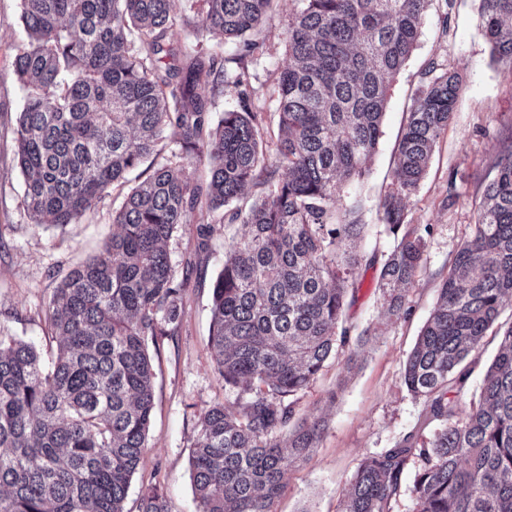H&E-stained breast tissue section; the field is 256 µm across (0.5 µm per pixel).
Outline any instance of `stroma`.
<instances>
[{"label": "stroma", "mask_w": 512, "mask_h": 512, "mask_svg": "<svg viewBox=\"0 0 512 512\" xmlns=\"http://www.w3.org/2000/svg\"><path fill=\"white\" fill-rule=\"evenodd\" d=\"M296 0H274L257 35L256 60L238 64L239 48L221 36L181 32L183 46L203 44L217 54L230 74H242L251 98L263 110V146L273 154L278 134L276 78L288 62L284 32ZM27 42L20 0H0V332L33 343L51 363L58 340L47 318L49 300L61 277L98 255L111 237L112 202L103 200L95 215L65 230L36 226L24 205V176L15 161L16 118L27 90L13 76V63ZM458 71L463 79L453 118L438 139L429 170L404 200L412 226L429 227L424 260L406 291V312L385 315L378 288L380 266L371 256L388 254L393 236L379 221L378 205L393 180L394 147L401 136L422 72L428 61ZM512 142V74L492 60L480 19V0L433 4L416 49L391 84L383 136L368 175L351 188L367 225L352 246L365 263L361 286L347 318L353 330L348 345L331 354L307 388L294 396L297 418L321 421L324 431L304 463L291 467L272 504V512H338L340 501L362 457L393 447L414 433L430 437L423 401L404 384V367L428 320L455 251L472 235L476 210L493 179L497 156ZM223 226L209 241L204 277L190 275L182 321L174 334L150 346L154 411L147 448L124 503L138 512L142 486L159 484L169 512H198L190 457L200 420L215 403L240 401L224 385L209 349L210 282L224 266ZM489 329L470 357L471 375L458 399L462 409L476 402L485 371L498 350Z\"/></svg>", "instance_id": "35a3bbf8"}]
</instances>
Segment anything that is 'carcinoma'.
<instances>
[{"label":"carcinoma","instance_id":"obj_1","mask_svg":"<svg viewBox=\"0 0 512 512\" xmlns=\"http://www.w3.org/2000/svg\"><path fill=\"white\" fill-rule=\"evenodd\" d=\"M27 44L13 74L28 90L18 117L24 203L38 224H78L116 189L117 231L102 253L55 289L49 321L55 361L0 336V512H124L154 405L148 343L179 327L188 276L166 249L198 211L197 245L214 226L240 222L212 285L211 355L225 385L247 400L207 410L191 468L198 512H272L289 468L320 439L317 420L295 419L283 397L303 390L336 346L349 343L362 258L348 242L366 225L346 188L368 172L390 84L417 46L434 0H300L286 29L288 64L277 79L279 135L271 181L262 112L236 78L238 106L213 123L228 83L224 63L179 48L174 0H21ZM197 22L242 46L273 0H204ZM492 58L512 73V0H480ZM462 78L425 69L380 203L394 245L382 263L384 305L405 307L424 239L402 200L426 174L448 128ZM173 144L166 162L127 189V174ZM209 166L206 186L186 175ZM485 187L473 236L454 254L437 303L410 352L404 383L424 401L431 438L410 434L365 455L340 512H392L403 475L416 468L415 512H512V326L488 366L478 402L460 408L462 367L512 300V146ZM267 191L247 211L231 207L248 185ZM286 430L281 440L277 432ZM139 512H169L157 484Z\"/></svg>","mask_w":512,"mask_h":512}]
</instances>
